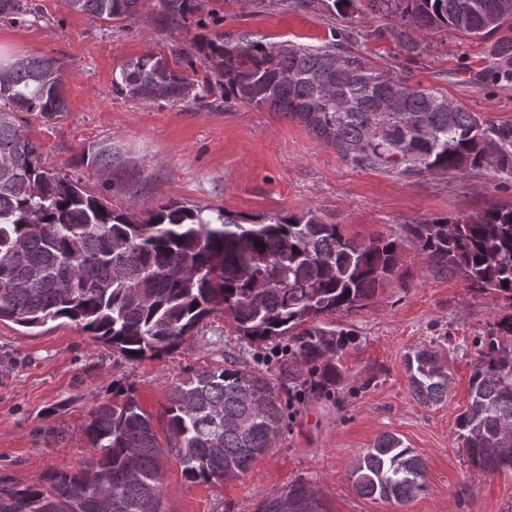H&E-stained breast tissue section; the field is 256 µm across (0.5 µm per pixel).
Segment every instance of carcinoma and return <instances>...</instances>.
<instances>
[{
	"instance_id": "carcinoma-1",
	"label": "carcinoma",
	"mask_w": 512,
	"mask_h": 512,
	"mask_svg": "<svg viewBox=\"0 0 512 512\" xmlns=\"http://www.w3.org/2000/svg\"><path fill=\"white\" fill-rule=\"evenodd\" d=\"M387 23L368 31L343 25L318 47L266 45L249 33L201 34L189 45L124 62L112 93L138 100L208 106L239 103L301 124L354 168L420 176L494 168L512 177V124L481 120L448 97L375 69L343 45L393 37L407 60L420 55L417 31L452 29L489 42L487 85L512 82V10L503 0H365ZM104 22L138 15L144 0H68ZM203 0H156L155 24L184 23ZM37 13L0 0V19ZM202 63L198 73L196 63ZM186 64L187 69L179 68ZM63 67L54 57L0 63V322L39 328L77 322L129 359L178 346L204 317L223 309L235 332L256 345L286 339L291 356L277 377L229 359L175 376L162 417L186 481L231 480L273 447L286 424L281 394L336 376L344 333L325 318L367 306L400 277L410 246L440 275L512 300V205L468 218L402 225L396 237L358 240L317 212L259 218L222 207L188 209L161 200L143 212L117 209L42 163L22 112L51 119L67 111ZM80 164L112 180V143ZM408 386L422 404L448 396L447 366L432 349L406 360ZM470 404L458 440L482 473H511L503 432L512 431V315L481 338L469 379ZM92 455L76 472L47 471L19 487L0 477V512H164L163 449L153 416L132 392L101 402L85 429ZM351 478L368 499L402 504L425 489L423 464L403 441L380 436L355 460ZM297 481L258 512H318Z\"/></svg>"
}]
</instances>
